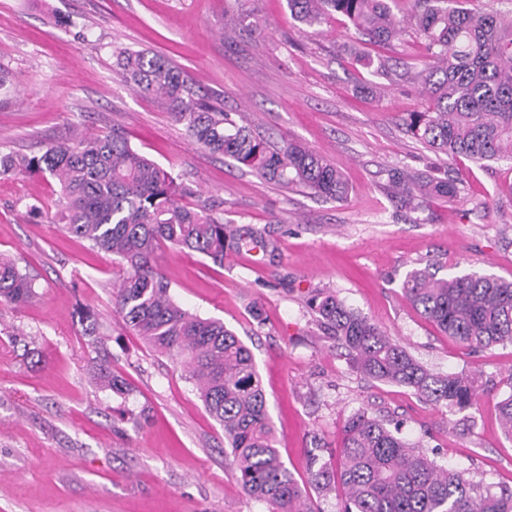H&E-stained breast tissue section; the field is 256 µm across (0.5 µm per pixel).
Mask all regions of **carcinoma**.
Segmentation results:
<instances>
[{"label": "carcinoma", "instance_id": "cac0c4a2", "mask_svg": "<svg viewBox=\"0 0 512 512\" xmlns=\"http://www.w3.org/2000/svg\"><path fill=\"white\" fill-rule=\"evenodd\" d=\"M395 0H287L290 17L321 31L339 15L370 41L385 43L408 27L424 40L427 60L412 77L431 106L411 112L409 132L436 155L476 162H512V16L473 14L460 0H412L408 17L393 12ZM256 26L243 13L224 26L231 40L240 29ZM116 66L133 89L166 101L173 120L211 155L235 161L262 179L284 188L299 186L331 200L348 188L338 166L288 138L272 141L200 97L168 58L139 50H120ZM0 176L50 177L61 188L59 224L89 248L112 256L122 275L112 282V300L125 328L153 350L176 357L209 416L224 429L238 479L269 512H313L276 448L267 399L250 349L219 320L184 308L156 262L162 245L197 252L217 266L227 252L277 257L275 238L266 230L235 226L208 200L192 207L194 188L118 133L74 131L47 144L38 155L0 151ZM398 202L420 209L425 200H453L457 179L387 170ZM402 292L421 316L445 335L473 348L512 343V281L469 272L437 277L414 268ZM37 297L34 277L11 259L0 260V303L22 308ZM308 305L317 321L348 350L366 378L411 389L433 405L462 413L479 396L478 380L439 373L424 366L398 340L345 304L333 292H319ZM85 333L104 344L98 321L80 312ZM98 385L121 398L130 393L125 379L100 360ZM502 428L512 437V394L499 403ZM345 488L342 512H512V492H497L469 473L437 465L388 421L353 414L344 426L336 466L320 465L311 482L324 489L334 480Z\"/></svg>", "mask_w": 512, "mask_h": 512}]
</instances>
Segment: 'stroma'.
I'll list each match as a JSON object with an SVG mask.
<instances>
[{"mask_svg": "<svg viewBox=\"0 0 512 512\" xmlns=\"http://www.w3.org/2000/svg\"><path fill=\"white\" fill-rule=\"evenodd\" d=\"M240 6L258 10L263 24L225 41V19ZM353 41L341 18L307 36L286 0H0V66L12 75L0 91V149L35 154L75 127L117 129L222 202L225 220L272 233V265L230 253L218 267L168 246L157 258L179 303L224 321L250 348L281 459L318 512H340L343 490L316 492L310 460L335 459L345 420L360 410L389 419L438 465L512 491V438L497 410L512 393V344L467 348L401 291L406 273L428 264L443 276L512 280V163L439 157L407 132V113L427 107L404 76L425 61L415 34L364 44L386 62L381 76L354 61ZM126 48L166 55L212 105L334 160L347 198L284 189L203 151L167 104L126 86L114 65ZM366 82L383 84V96L358 94ZM391 167L456 177L459 194L406 211L386 190ZM59 199L55 180L0 178V255L18 259L39 293L20 309L0 305V512H268L241 487L224 430L180 364L124 328L111 256L61 231ZM33 204L41 220L29 216ZM320 290L335 291L428 368L479 376L471 421L357 373L307 304ZM80 304L110 336L112 370L131 386L126 399L93 382Z\"/></svg>", "mask_w": 512, "mask_h": 512, "instance_id": "35a3bbf8", "label": "stroma"}]
</instances>
